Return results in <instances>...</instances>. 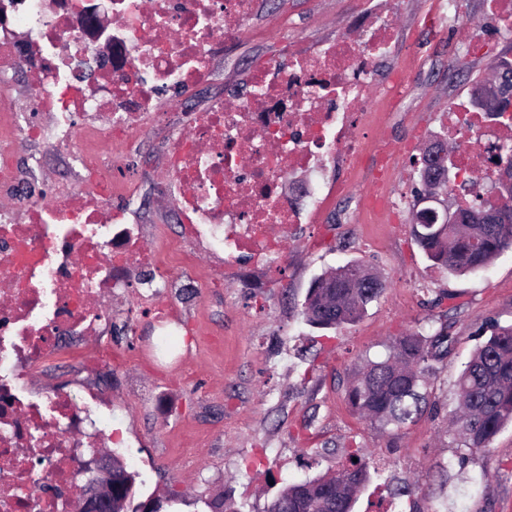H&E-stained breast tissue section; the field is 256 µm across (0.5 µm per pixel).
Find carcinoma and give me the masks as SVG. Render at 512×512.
I'll use <instances>...</instances> for the list:
<instances>
[{"instance_id":"1","label":"carcinoma","mask_w":512,"mask_h":512,"mask_svg":"<svg viewBox=\"0 0 512 512\" xmlns=\"http://www.w3.org/2000/svg\"><path fill=\"white\" fill-rule=\"evenodd\" d=\"M485 161L495 166L512 167V146L500 144L489 149ZM426 200L439 189L448 188V167H443V183L437 169L427 165L425 157L415 159ZM473 205L496 208L499 224H422L414 234L418 246L432 265L453 274L475 273L487 268L501 253L512 249V199L491 203L478 199ZM365 267L362 261H350L319 275L315 282L322 288H309L300 311L304 321L319 329H339L357 323L367 306L386 288V280L359 288L348 287V275ZM460 370L456 384V408L452 416L454 434L467 454L489 451L497 434L512 424V325H492ZM454 336L448 325V313L439 317V325L430 332L408 330L395 337L388 354L381 360L366 361L345 386V400L351 411L383 430L401 429L415 423L428 410H435L430 385L436 366L453 350ZM357 461L335 471L302 482L287 484L268 505L280 512H352L356 495L371 480L369 467L353 452ZM112 463L120 477L115 500L129 509L136 472L116 454Z\"/></svg>"}]
</instances>
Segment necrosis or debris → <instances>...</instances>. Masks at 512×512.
<instances>
[{
  "instance_id": "necrosis-or-debris-1",
  "label": "necrosis or debris",
  "mask_w": 512,
  "mask_h": 512,
  "mask_svg": "<svg viewBox=\"0 0 512 512\" xmlns=\"http://www.w3.org/2000/svg\"><path fill=\"white\" fill-rule=\"evenodd\" d=\"M67 0H13L8 27L0 26V188L19 181L18 141L56 139L78 148L92 176L72 206L63 194L19 197L15 210L0 211V512H68L83 489L78 473L87 449L111 429L112 410L97 393L74 403L67 388L32 392L29 374L74 363L72 346L103 333L112 312L104 293L123 287L129 269L157 271L169 261L189 263L180 241L166 254H147L136 244L119 200L134 195L126 162L139 126L159 128L164 139L168 186L184 189L177 222L185 237L224 256V274L240 264L271 270L286 259L284 228L322 223L332 199L344 191L331 182L329 166L361 169L372 159L383 174L387 155L374 151L378 115L388 124L405 82L381 81L380 67L399 32L392 0H353L357 37L341 35L314 46L289 44L285 61L252 69L244 90L230 91L195 112L172 117L167 93L185 96L211 78L210 61L220 43L240 34L262 37L252 20L259 0H111L112 26H75ZM235 16L240 31L224 27ZM25 27L44 63L34 103L62 115L60 129L32 131L7 98L3 80L23 64L8 28ZM167 30L166 42L151 32ZM111 39L101 60L96 45ZM361 129L356 138L347 128ZM123 130L115 151L98 153L95 141ZM443 131L456 143L458 177L474 176L458 192L459 204L487 193L494 165L474 170L471 158L492 144H512V121L478 111L473 103L449 106Z\"/></svg>"
}]
</instances>
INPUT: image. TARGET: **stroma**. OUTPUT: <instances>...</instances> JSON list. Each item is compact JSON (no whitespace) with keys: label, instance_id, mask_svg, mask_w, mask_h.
Returning <instances> with one entry per match:
<instances>
[{"label":"stroma","instance_id":"obj_1","mask_svg":"<svg viewBox=\"0 0 512 512\" xmlns=\"http://www.w3.org/2000/svg\"><path fill=\"white\" fill-rule=\"evenodd\" d=\"M395 2L394 21L405 39L390 66L407 70L413 54L426 65L412 75L406 113L388 131L391 151L407 142L421 146L440 132L449 102L467 99L471 79L485 73L491 56L512 48V35L483 26L486 0H465L467 18L440 37L415 25L429 0ZM277 10L299 15L297 33L311 43L336 38L350 20L342 0H279ZM284 52L283 37L273 26L264 39L241 38L216 58L198 103L244 84V60L261 65ZM16 152L38 189L62 176L74 182L87 177L55 142L25 140ZM166 179L162 168L143 172L139 192L151 204L134 200L127 207L126 220L137 228L146 252L178 231L170 219L179 197L161 190ZM274 234L286 241L288 257L271 275L226 282L223 258L201 247L194 292H185L180 270L162 271L168 285L159 296L173 308L181 337L161 362L140 354L157 333L152 312L140 302L150 276L140 272L128 287L102 297L117 316L135 317L134 334L110 339L113 350L124 352V362L107 368L82 360L65 384L53 373L34 372L30 388L41 392L64 384L77 400L97 390L112 409L113 433L103 447L124 459L135 453L143 460L134 503L177 494L168 512H213L219 495L240 512H263L289 482L337 470L354 450L380 461L355 512H384L396 477L418 489L404 500L409 510L436 498L444 512H512V426L496 436L489 453L470 455L462 466L455 462L457 442L445 432L456 380L478 343L477 330L490 316L500 325L512 324V251L486 270L457 276L432 266L408 223L313 224L303 233L278 228ZM353 260L387 279L383 295L361 320L339 331L306 324L300 309L313 280ZM443 291L458 307L452 329L457 342L432 378L437 414L399 430L371 426L345 401L348 374L363 358H383L394 336L428 325L436 314L429 301Z\"/></svg>","mask_w":512,"mask_h":512}]
</instances>
